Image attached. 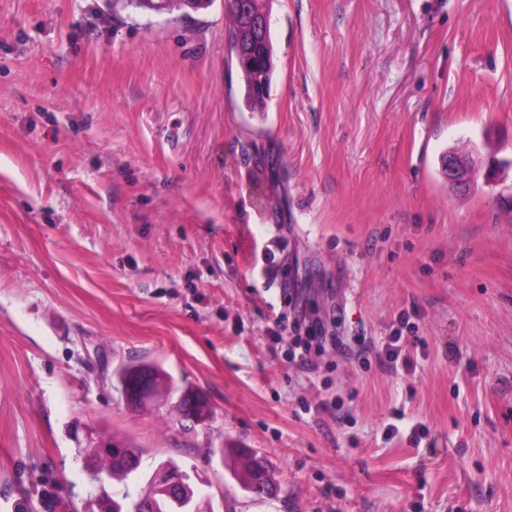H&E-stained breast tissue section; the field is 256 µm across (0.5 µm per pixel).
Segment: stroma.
<instances>
[{
    "mask_svg": "<svg viewBox=\"0 0 512 512\" xmlns=\"http://www.w3.org/2000/svg\"><path fill=\"white\" fill-rule=\"evenodd\" d=\"M265 6L252 112L224 0H0V512H86L113 437L216 512H512V0ZM297 293L338 336L313 372L269 336ZM132 358L205 421L128 405ZM265 42L266 55L269 64L262 70H256L246 66H240L241 69V92L242 100L249 109L261 108L266 102L265 97L258 92L259 88L267 87V97L271 81L273 79V61H272V33L271 27L263 35ZM452 149L456 148H446L438 157V173L441 176L446 174V169L441 167V164L448 153H454ZM446 168L448 170V185L453 189L465 192L474 184L475 167L470 161H465L460 157L448 156Z\"/></svg>",
    "mask_w": 512,
    "mask_h": 512,
    "instance_id": "stroma-1",
    "label": "stroma"
}]
</instances>
